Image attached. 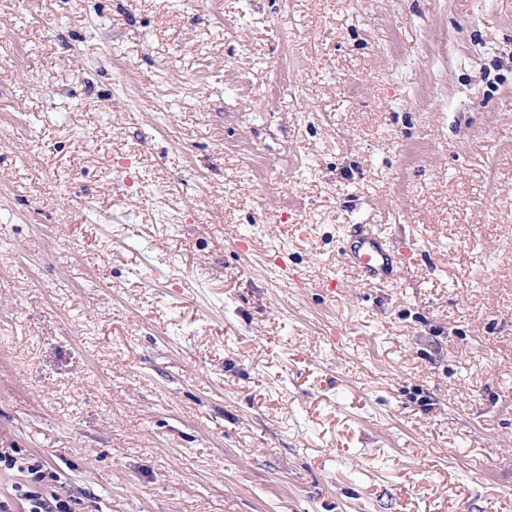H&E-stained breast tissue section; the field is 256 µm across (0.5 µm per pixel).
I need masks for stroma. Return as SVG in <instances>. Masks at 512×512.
<instances>
[{"label": "stroma", "instance_id": "1", "mask_svg": "<svg viewBox=\"0 0 512 512\" xmlns=\"http://www.w3.org/2000/svg\"><path fill=\"white\" fill-rule=\"evenodd\" d=\"M0 448L13 512H512V0H0ZM345 253L348 264L371 279L384 275L392 259L386 244L372 229L360 230ZM27 471L30 475V487L24 489L22 485L18 484L14 489L16 498L27 504L25 512H72L69 500L62 499L57 495H51L52 500L45 499L40 492L33 489V486L36 487L43 483L46 478L45 472L39 466L28 467Z\"/></svg>", "mask_w": 512, "mask_h": 512}]
</instances>
